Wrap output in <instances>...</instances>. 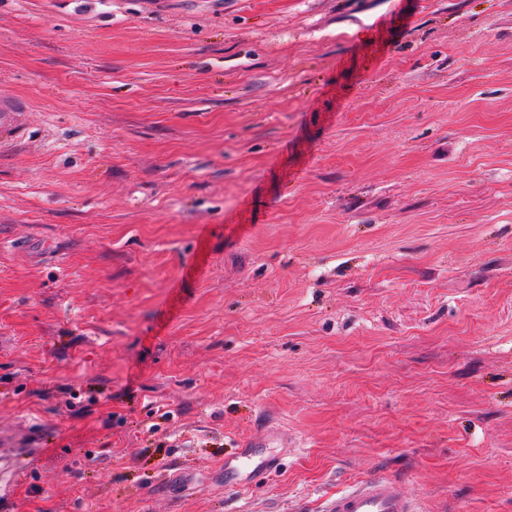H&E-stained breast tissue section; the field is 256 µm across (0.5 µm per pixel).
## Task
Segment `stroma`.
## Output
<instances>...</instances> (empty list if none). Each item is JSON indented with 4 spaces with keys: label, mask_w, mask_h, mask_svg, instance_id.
<instances>
[{
    "label": "stroma",
    "mask_w": 512,
    "mask_h": 512,
    "mask_svg": "<svg viewBox=\"0 0 512 512\" xmlns=\"http://www.w3.org/2000/svg\"><path fill=\"white\" fill-rule=\"evenodd\" d=\"M0 99V512H512V0H0ZM398 482L389 478L361 480L336 494L326 512H421Z\"/></svg>",
    "instance_id": "1"
}]
</instances>
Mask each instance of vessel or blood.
I'll return each mask as SVG.
<instances>
[{
	"instance_id": "obj_1",
	"label": "vessel or blood",
	"mask_w": 512,
	"mask_h": 512,
	"mask_svg": "<svg viewBox=\"0 0 512 512\" xmlns=\"http://www.w3.org/2000/svg\"><path fill=\"white\" fill-rule=\"evenodd\" d=\"M326 512H421L405 495L398 482L389 478H372L332 498Z\"/></svg>"
}]
</instances>
